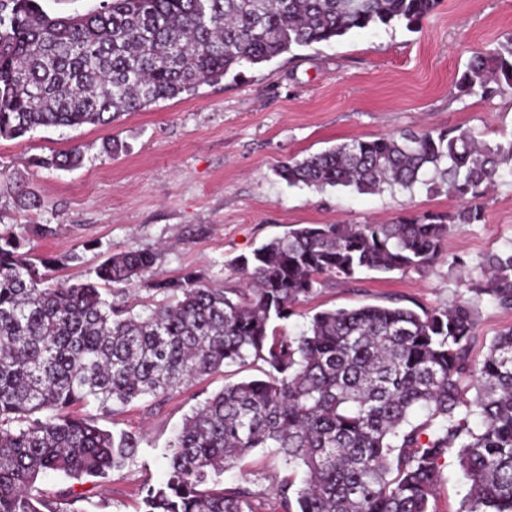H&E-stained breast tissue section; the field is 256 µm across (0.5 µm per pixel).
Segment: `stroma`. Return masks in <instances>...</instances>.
I'll list each match as a JSON object with an SVG mask.
<instances>
[{"mask_svg":"<svg viewBox=\"0 0 512 512\" xmlns=\"http://www.w3.org/2000/svg\"><path fill=\"white\" fill-rule=\"evenodd\" d=\"M512 34V0H442L419 27L353 31L332 44L283 54L242 69L237 77L202 84L191 96L161 100L127 112L111 126L40 128L0 138V230L13 224H53L54 237L34 241L33 256L53 259L56 279H94L117 250L152 249L162 278L199 271L216 288H240L238 258L282 236L295 224H370L420 213H450L458 199L425 185L412 190L359 194L291 186L274 169L329 147L425 128L470 127L489 142L512 137V94L460 95L456 83L474 51ZM125 148L106 154V138ZM80 147L85 162L73 171L36 166V159ZM40 199L21 210L17 186ZM512 242V185L484 200V219L452 228L442 253L426 272L326 279L296 305L278 330L294 335L316 312L366 304L412 309L448 308L472 301L477 311L473 360L512 326V309L473 299L469 282L487 256ZM79 252L81 262L68 256ZM464 267H457L456 259ZM263 363L225 365L163 397H146L79 415L104 429L139 434L135 462L88 484L77 512H138L143 487L165 477L164 450L193 407L224 385L265 376ZM302 470H288L276 449L253 450L225 472L228 483L252 490L259 512H279L275 489L285 480L301 486ZM469 482L455 456L439 466L437 512H458Z\"/></svg>","mask_w":512,"mask_h":512,"instance_id":"stroma-1","label":"stroma"}]
</instances>
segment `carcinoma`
<instances>
[{
  "instance_id": "cac0c4a2",
  "label": "carcinoma",
  "mask_w": 512,
  "mask_h": 512,
  "mask_svg": "<svg viewBox=\"0 0 512 512\" xmlns=\"http://www.w3.org/2000/svg\"><path fill=\"white\" fill-rule=\"evenodd\" d=\"M440 0H103L80 16H50L38 0H0V138L40 127L107 126L205 83L353 30L431 15ZM512 89V36L471 58L463 96ZM78 147L39 160L73 170ZM289 185L375 193L444 186L463 201L390 224H298L241 259L248 288H212L190 270L157 278V253L120 250L78 284L26 247L50 224L0 232V512H69L36 487L55 473L75 485L132 463L140 438L73 414L158 397L248 359L267 378L226 384L176 430L166 474L139 512H259L251 490L224 486V469L275 448L306 473L276 490L281 512H430L438 466L451 451L468 480L463 512H512V327L470 358L475 310L363 305L318 312L290 336L270 329L294 314L321 277L425 272L448 230L483 220L482 199L512 183V138L490 144L472 128L344 143L276 169ZM137 283L172 296L148 314L123 297ZM512 308V245L469 284ZM474 383L473 400L463 380ZM417 410L425 421L410 424ZM478 418L477 427L470 418Z\"/></svg>"
}]
</instances>
